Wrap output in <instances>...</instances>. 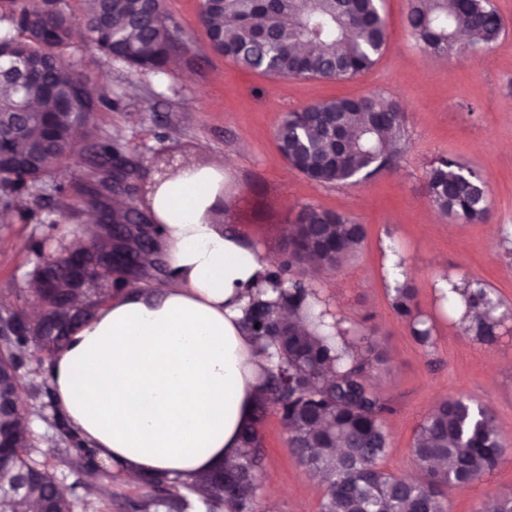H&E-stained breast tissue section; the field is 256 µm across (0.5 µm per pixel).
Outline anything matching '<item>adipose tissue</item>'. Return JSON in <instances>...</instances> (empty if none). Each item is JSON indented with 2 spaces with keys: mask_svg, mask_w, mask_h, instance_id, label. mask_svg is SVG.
<instances>
[{
  "mask_svg": "<svg viewBox=\"0 0 512 512\" xmlns=\"http://www.w3.org/2000/svg\"><path fill=\"white\" fill-rule=\"evenodd\" d=\"M226 169L216 156L155 176L146 205L165 286L125 282L47 363L56 414L132 482L161 473L179 492L234 457L265 395L267 360L245 317L253 298L275 297L272 262L213 221Z\"/></svg>",
  "mask_w": 512,
  "mask_h": 512,
  "instance_id": "1",
  "label": "adipose tissue"
}]
</instances>
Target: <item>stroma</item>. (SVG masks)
<instances>
[{
  "label": "stroma",
  "instance_id": "stroma-1",
  "mask_svg": "<svg viewBox=\"0 0 512 512\" xmlns=\"http://www.w3.org/2000/svg\"><path fill=\"white\" fill-rule=\"evenodd\" d=\"M505 31L491 46L444 55L441 66L415 43L405 27L410 0H383L389 40L376 65L344 81L270 78L244 70L214 53L201 26L199 0H167L194 48L193 64L176 63L167 73H129L101 56L81 35L64 52L77 62L91 86L120 97L117 107L99 112V133L112 136L140 155L145 178L156 174L160 157H191L200 162L223 156L229 167L224 188V224L244 234L272 261H280L296 212L305 205L344 214L366 227V238L338 268L320 272L314 282L333 317L352 336L372 333L387 355L385 366L368 377L388 402L389 452L382 468L397 476L420 470L411 452L416 430L430 407L460 395L490 407L505 447L498 466L464 490H448L445 512H486L488 502L512 497V334L497 329L480 342L431 306L432 284L440 271L482 282L502 307L512 310V0H493ZM379 95L398 102L408 146L399 167L350 185H323L291 169L275 142L283 116L309 104L337 97ZM450 156L479 172L489 185L491 219L451 225L430 204L426 172ZM87 166L82 155L67 161L61 175L70 193L54 217L56 241L65 243L88 218L80 202ZM394 229L408 258L409 279L420 313L437 318L432 345L421 346L398 318L384 286L381 235ZM42 224L17 214L0 220V300L29 310L37 299L28 274L37 262L32 245ZM33 416V455L47 461L69 488L72 512H136L146 486L113 479L111 494L100 486L77 487L75 458L64 450L52 406L27 401ZM55 435L53 447L43 445ZM262 462L257 473L255 512L276 500L278 512H320L324 484L302 467L288 449L280 416L266 411L259 423Z\"/></svg>",
  "mask_w": 512,
  "mask_h": 512
}]
</instances>
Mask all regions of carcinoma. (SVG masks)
Instances as JSON below:
<instances>
[{
    "instance_id": "obj_1",
    "label": "carcinoma",
    "mask_w": 512,
    "mask_h": 512,
    "mask_svg": "<svg viewBox=\"0 0 512 512\" xmlns=\"http://www.w3.org/2000/svg\"><path fill=\"white\" fill-rule=\"evenodd\" d=\"M78 16L67 13L60 0H42L22 7L7 18L0 32V210L45 224L29 207L48 196L63 201L67 182L56 177L60 162L75 151L73 131L86 129L91 155L86 177L89 208L104 224H135L141 218L133 205L134 181L140 179L139 160L123 145L96 132L95 116L120 103L93 95L72 63L56 53L70 44L74 24H80L92 47L108 60L131 70L163 73L176 62L190 64L195 55L187 33L167 12L164 0H83ZM199 21L213 51L235 65L268 77L351 79L375 65L389 39L379 0H200ZM465 26L468 46L480 49L498 40L504 22L491 0H412L406 29L427 53L452 50L454 35ZM276 144L289 166L324 185L353 184L398 163L405 148L403 113L395 101L377 96L335 98L288 113L280 122ZM426 194L441 214L466 223L491 217L487 182L470 167L441 156L426 174ZM123 197L126 207L112 211V198ZM366 228L350 218L314 206H303L280 264L269 274L275 284L288 283L282 297L288 306L308 310L310 328L288 324V335L276 336L278 312L265 304L253 307L248 330L274 347L266 375V396L255 406L254 419L241 431L242 448L224 462V489L210 483L200 497L208 509L222 500V491L237 512H254L260 439L257 424L274 408L288 427V447L299 463L327 482L321 512H443L441 498L449 488L465 489L493 469L505 452L492 411L469 398H450L438 405L418 428L412 446L423 478L406 480L380 467L388 452L385 427L390 407L365 381L369 369L386 362L372 345L347 356L329 328L330 313L320 295L300 278L289 277L295 267L336 268L364 241ZM73 255L98 259V299L81 305L84 295L70 267L54 269L47 284L38 270L28 282L43 304L31 320L21 311H5L0 321L25 327L26 334L0 352V394L20 393L14 374L28 342L36 341L46 358L62 351L72 326L61 315L71 312L93 318L112 286L146 270L128 257L112 262L110 243L98 242L92 252ZM439 289L448 310L463 309L467 318L475 297L455 288ZM484 334L493 337L501 323L494 315L498 303L481 293ZM391 305L408 321L410 333L422 344L432 340V328L420 322L414 288L398 289ZM19 416L3 427L10 444L0 466V489L21 476L25 493L8 496L13 512H71L70 501L54 492L48 464L30 456L31 434L20 427ZM66 451L83 461L82 473L112 477V462L85 444L69 429L63 431Z\"/></svg>"
}]
</instances>
